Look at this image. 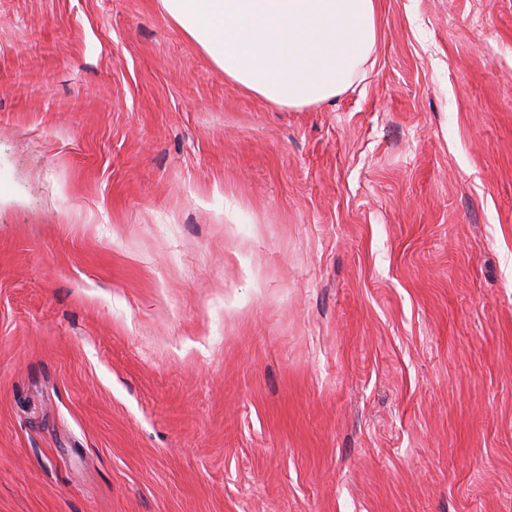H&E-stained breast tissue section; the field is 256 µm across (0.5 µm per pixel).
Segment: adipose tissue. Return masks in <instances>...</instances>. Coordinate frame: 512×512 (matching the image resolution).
<instances>
[{
    "label": "adipose tissue",
    "instance_id": "1",
    "mask_svg": "<svg viewBox=\"0 0 512 512\" xmlns=\"http://www.w3.org/2000/svg\"><path fill=\"white\" fill-rule=\"evenodd\" d=\"M226 80L276 108L342 94L376 44L377 0H161Z\"/></svg>",
    "mask_w": 512,
    "mask_h": 512
}]
</instances>
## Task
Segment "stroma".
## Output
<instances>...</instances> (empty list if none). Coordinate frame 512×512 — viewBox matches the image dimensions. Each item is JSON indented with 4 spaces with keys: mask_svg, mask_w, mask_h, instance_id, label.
I'll use <instances>...</instances> for the list:
<instances>
[{
    "mask_svg": "<svg viewBox=\"0 0 512 512\" xmlns=\"http://www.w3.org/2000/svg\"><path fill=\"white\" fill-rule=\"evenodd\" d=\"M378 4L279 109L0 0V512H512V0Z\"/></svg>",
    "mask_w": 512,
    "mask_h": 512,
    "instance_id": "35a3bbf8",
    "label": "stroma"
}]
</instances>
